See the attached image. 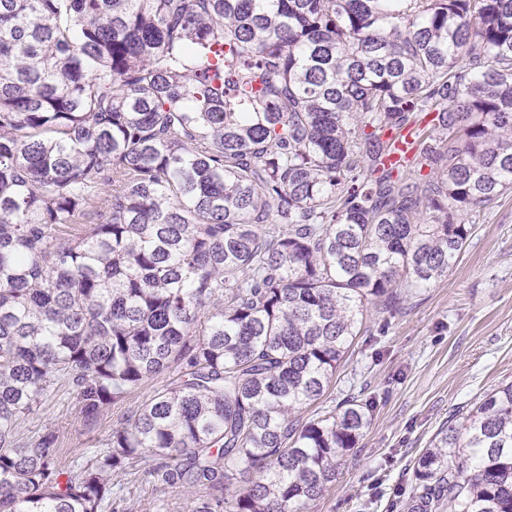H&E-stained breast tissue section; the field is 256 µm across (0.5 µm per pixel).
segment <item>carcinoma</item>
<instances>
[{
    "mask_svg": "<svg viewBox=\"0 0 512 512\" xmlns=\"http://www.w3.org/2000/svg\"><path fill=\"white\" fill-rule=\"evenodd\" d=\"M512 191V0H0V512H312L369 427L366 306L448 277ZM169 381L64 465L86 422ZM512 512V381L407 512ZM121 414L120 410H113L111 406L104 410L95 424L85 426L76 414L73 398L59 392L40 405L31 420V427H49L58 431L62 453L71 457L75 456L77 448H103Z\"/></svg>",
    "mask_w": 512,
    "mask_h": 512,
    "instance_id": "1",
    "label": "carcinoma"
}]
</instances>
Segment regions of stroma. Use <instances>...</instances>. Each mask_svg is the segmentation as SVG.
<instances>
[{
  "mask_svg": "<svg viewBox=\"0 0 512 512\" xmlns=\"http://www.w3.org/2000/svg\"><path fill=\"white\" fill-rule=\"evenodd\" d=\"M511 380L512 192L477 218L446 279L393 317L366 311L332 396L373 401L371 424L313 512H404L410 469L441 425ZM119 418L108 408L84 425L73 398L60 392L40 405L31 425L58 431L71 457L104 447Z\"/></svg>",
  "mask_w": 512,
  "mask_h": 512,
  "instance_id": "stroma-1",
  "label": "stroma"
}]
</instances>
